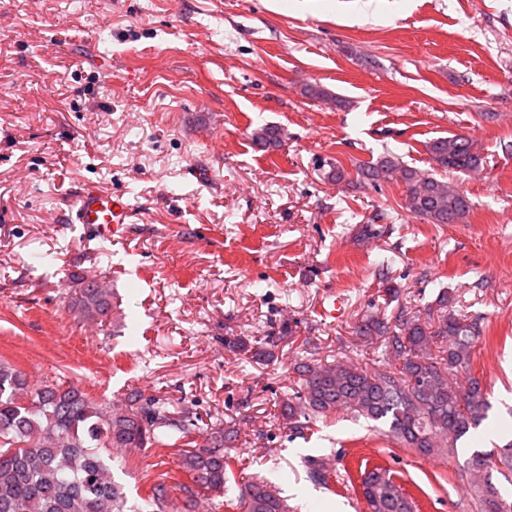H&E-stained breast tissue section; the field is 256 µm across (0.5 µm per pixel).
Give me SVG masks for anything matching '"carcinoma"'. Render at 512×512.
<instances>
[{
	"instance_id": "carcinoma-1",
	"label": "carcinoma",
	"mask_w": 512,
	"mask_h": 512,
	"mask_svg": "<svg viewBox=\"0 0 512 512\" xmlns=\"http://www.w3.org/2000/svg\"><path fill=\"white\" fill-rule=\"evenodd\" d=\"M265 151L281 146V132L265 126L253 133ZM427 152L437 168L468 172L484 157L464 134L430 140ZM373 183L400 181L404 208L432 224H459L471 209L469 198L433 173L404 166L394 157L358 170ZM448 290L441 289L426 317L375 315L360 332L382 339L388 356L402 359L396 371H368L343 362L299 364L296 392L281 404V417L298 432L311 420L344 409L356 417L388 424V434L403 447L423 455L451 454L457 442L487 417V392L475 377L463 387L448 373L470 364L481 339L477 320L448 310ZM80 319L104 321L112 314V291L96 281L80 279L68 297ZM437 353H431V349ZM199 418L178 409L162 396L134 395L117 408L97 402L81 388L27 375L0 362V512H167L172 497L167 473L158 475L141 497L142 505L127 506L122 484L112 472V449L155 446L178 456L186 480L183 512L206 505L235 512H288L286 499L271 482L258 478L222 501L233 477L228 442L233 432L212 426L209 445L196 443ZM487 456V469H512V443L497 457L473 452L464 469L473 475L479 512H512L492 479L475 467ZM362 495L368 512H414L412 498L388 470L363 473Z\"/></svg>"
}]
</instances>
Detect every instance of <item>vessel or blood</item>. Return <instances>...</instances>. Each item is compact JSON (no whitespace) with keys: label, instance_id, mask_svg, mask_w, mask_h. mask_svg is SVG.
Wrapping results in <instances>:
<instances>
[{"label":"vessel or blood","instance_id":"vessel-or-blood-1","mask_svg":"<svg viewBox=\"0 0 512 512\" xmlns=\"http://www.w3.org/2000/svg\"><path fill=\"white\" fill-rule=\"evenodd\" d=\"M74 212L75 223L95 226L97 234L104 238L120 234L131 216L124 196L102 188L85 191L77 199Z\"/></svg>","mask_w":512,"mask_h":512}]
</instances>
